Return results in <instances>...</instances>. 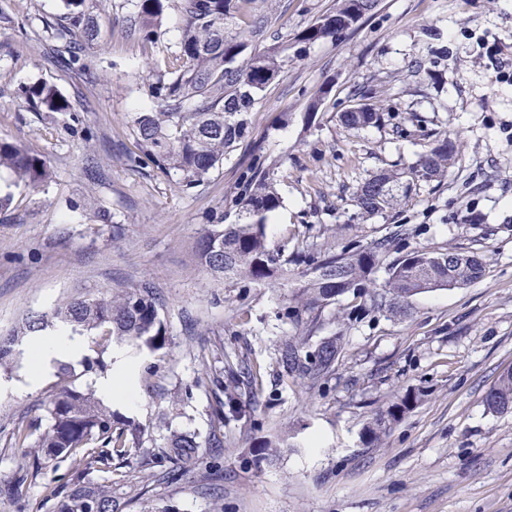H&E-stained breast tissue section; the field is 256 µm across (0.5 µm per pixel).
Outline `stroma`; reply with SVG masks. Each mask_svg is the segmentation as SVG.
Here are the masks:
<instances>
[{
	"instance_id": "obj_1",
	"label": "stroma",
	"mask_w": 512,
	"mask_h": 512,
	"mask_svg": "<svg viewBox=\"0 0 512 512\" xmlns=\"http://www.w3.org/2000/svg\"><path fill=\"white\" fill-rule=\"evenodd\" d=\"M337 0H263L267 39L292 37ZM62 0H0V139L50 160L39 187L0 171V332L64 300L151 283L167 327L166 346L130 349L135 373L158 371L151 389L111 407L145 431L125 465L139 486L176 512H512V414L489 412L484 396L512 367V0H378L372 14L333 40L289 55L249 133L203 185L185 190L175 174L130 164L129 127L152 109L147 74L173 48L181 21L167 10L164 34L142 46L124 36L130 0H90L98 35L75 66L58 61ZM55 85L66 112H35L21 90ZM327 88L314 123L304 116ZM387 109L381 127L357 131L339 121L357 88ZM459 143L442 181L418 185L392 213L361 218L359 185L413 163L436 131ZM275 166L281 207L268 219L272 240L306 234L310 243L369 244L402 229L399 251L425 247L480 256L482 277L460 288L417 295L410 311L359 316L362 299L337 297L314 324L311 343L337 336L341 354L325 383H267L259 405L242 402L224 427L220 456L204 450L191 476L152 481L145 458L169 432L207 439L208 388L223 356L270 361L292 327L277 284L225 287L199 264L194 246L215 214L234 223L240 173L254 147ZM104 206L110 221L89 222L83 205ZM121 225L113 238V225ZM245 306L244 322L233 318ZM57 383L28 380L27 367L0 369V512H53L39 474L24 467L12 431L43 418ZM420 402L377 444L365 428L406 392ZM166 425H159V416ZM293 435L295 445L263 461L262 442Z\"/></svg>"
}]
</instances>
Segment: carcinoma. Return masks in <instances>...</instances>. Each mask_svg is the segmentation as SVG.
<instances>
[{
  "mask_svg": "<svg viewBox=\"0 0 512 512\" xmlns=\"http://www.w3.org/2000/svg\"><path fill=\"white\" fill-rule=\"evenodd\" d=\"M88 0H64L70 18L82 25L79 37L69 32V61L80 59L83 46L91 44L97 29L86 16ZM256 0H138L126 33L142 43L161 37L162 18L174 5L181 18V35L173 50L158 61L149 74V94L154 111L138 112L130 127L136 152L127 161L152 164L174 172L185 189L203 184L224 163V154L248 133L246 115L263 97L288 63V42L257 47L264 34V20L255 13ZM377 0H338V6L319 15L297 33L295 43L311 45L336 38L352 30L369 15ZM252 13L250 29H236L237 16ZM26 107L36 112H66L69 102L57 87L35 83L21 91ZM370 91L360 94L365 112H342L340 121L350 129L379 127L385 122L384 108L369 102ZM457 154V144L440 131L407 168L384 171L365 180L356 190L361 218L386 214L407 199L419 183L440 181L448 174ZM8 170L15 182L37 187L52 177L47 159L26 146L0 141V170ZM274 170L266 164L261 148L253 150L243 167L244 195L237 201L238 219L224 223V216L205 225L196 248L208 274L233 286L240 283L277 282L289 289L286 316L294 335L284 339L270 362H244L240 373L229 370L227 383L216 384L211 418L215 430L207 447H224L221 427L238 412L241 387L258 402L266 380L279 384L290 380L313 383L327 377L340 353V337L332 336L313 347L304 335L317 315L337 297L358 293L373 269L384 265L388 277L381 291L370 295V308L407 314L410 300L433 288H458L481 278L483 263L474 254L417 249L391 257L395 240L385 237L371 244L352 243L341 252L332 247L316 249L286 235L269 240V215L281 205L273 186ZM91 337L92 354L81 361L83 373L107 367L104 354L112 345L128 343L136 349L156 352L166 345V328L160 304L148 283L119 290L108 296H83L59 303L51 315L32 314L11 331L0 333V366L12 364L26 353L36 360L32 342L40 336ZM53 368L63 385L45 407V428L20 422L13 429L15 443L23 446L34 439L29 467L38 471L49 458L67 464L64 473L44 486L54 512H123L142 499L130 479L112 481V461H124L142 447L140 436L115 419L112 409L95 391L76 387L78 374L71 361L57 359ZM419 401L409 392L391 404L366 430L365 437L378 442L387 425L398 421ZM487 408L497 414L512 412V368L502 371L485 395ZM201 444L190 432L167 437L160 459L175 473H193L203 464Z\"/></svg>",
  "mask_w": 512,
  "mask_h": 512,
  "instance_id": "carcinoma-1",
  "label": "carcinoma"
}]
</instances>
